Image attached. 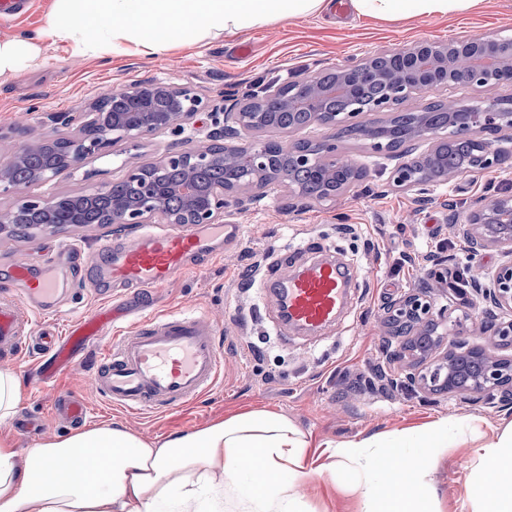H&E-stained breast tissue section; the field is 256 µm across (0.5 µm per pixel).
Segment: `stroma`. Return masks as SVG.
I'll return each mask as SVG.
<instances>
[{"label":"stroma","mask_w":512,"mask_h":512,"mask_svg":"<svg viewBox=\"0 0 512 512\" xmlns=\"http://www.w3.org/2000/svg\"><path fill=\"white\" fill-rule=\"evenodd\" d=\"M512 35V0H479L475 7L445 15L381 20L356 16L353 9L330 7L307 18L254 28L195 42L190 34L163 57L112 56L75 62L61 51L41 67L0 84V164L7 162L16 139L35 143L65 136L69 127L53 116L89 108L98 99L138 82L163 80L188 85L205 97L232 93L238 100L268 85L303 79L336 69L381 49H402L420 40L448 42L462 36ZM285 141L335 140L342 153L369 168V176L350 192L327 203H307L287 190H269L254 200L243 195L229 218L241 224L239 245L202 258L170 284L151 291L127 289L121 330L139 319L169 312L198 310L217 326L216 342L224 357V375L214 388L188 407L140 414L107 405L92 386L95 352H88L57 381L38 384L26 359L0 358V369L15 370L21 380L17 413L0 421V435L11 437L19 451L33 447L20 427L41 423L40 439L62 437L74 423L55 417L59 394L80 395L89 408L88 425L122 424L148 439L177 430H192L235 413L262 409L288 417L307 443L306 461L314 473L292 486L300 512H362L364 473L350 460L335 475H317L331 462L336 446L387 439L403 433H426L434 421H448V445L434 451L435 463L424 475L432 512H479L485 479L480 448L512 433V409L498 399L450 392L436 395L389 386L382 368L386 351L399 350L402 339L386 322L388 299L428 288L434 309L449 319H465L470 343L496 351L485 328L483 306L473 293H460L456 280L427 279L431 255L450 258L451 270L468 268L489 281L503 263L494 249L471 254L459 233L476 203L512 194V154L489 172L458 175L422 191L396 187L389 179L394 158L375 153L368 142L338 137L334 128L312 125L291 130ZM170 133L145 138L138 146L120 143L110 152L85 161L46 183L0 193V211L23 197L48 199L78 194L120 180L127 169L157 163L176 143ZM134 229L91 224L78 229H27L0 235V262L30 259L36 248L70 243L78 259L60 258L52 277L64 292L57 308H28L32 329L50 326L65 331L70 321L103 301L93 275L103 242L127 241ZM328 252L353 266L357 282L334 325L314 334L284 331L278 303L267 284L284 269Z\"/></svg>","instance_id":"1"}]
</instances>
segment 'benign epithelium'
Instances as JSON below:
<instances>
[{
  "mask_svg": "<svg viewBox=\"0 0 512 512\" xmlns=\"http://www.w3.org/2000/svg\"><path fill=\"white\" fill-rule=\"evenodd\" d=\"M335 84L321 85L317 80H292L267 86L263 95L241 106L218 107L189 86H176L153 80L126 87L116 95L128 99L129 111L109 109L103 98L86 112L64 118V123H78V133L70 137H50L32 145L21 142L14 147L9 160L0 166V187H13L11 171L22 164L34 147H49L52 153L45 168L33 174V181L46 183L66 170L81 167L95 155H101L119 142H138L168 131L184 132L205 114L214 118L215 128L209 133L211 149L201 150L187 138L169 149L156 163L160 169L178 168L182 181L169 185L150 168L133 167L125 177L107 185L108 192L94 190L76 195H56L49 200L22 199L12 209L0 212V233H13L14 217L23 210L34 229H55V206L65 200L74 210L94 205L105 197L110 200L101 224H144L162 218L169 224H217L224 210L244 193L264 197L262 190L271 186L288 190L294 196L316 202H327L351 190L368 176L365 167L338 152L336 144L262 139L260 135L279 129L281 112L294 113L313 108L307 124L334 127L343 124L360 130V138L370 142L375 152H389L395 139L390 111L411 96L434 87L464 86L493 90L504 82L512 83V36L500 34L468 37L449 43L417 41L404 49H382L375 54L333 72ZM383 86L374 111L387 112L380 123H363L359 95L362 77ZM275 104L274 112L270 104ZM224 113V121L217 120ZM439 114L456 136H464L476 144L477 154L472 169L486 171L502 162L501 150L485 138L487 134L512 131V100L489 97L480 105L467 108L458 102L439 103ZM432 112H416L404 135V142L428 143L417 156L396 164L390 180L398 187L421 191L431 183H444L455 176L445 170L437 176L427 173L442 164L448 140L436 136ZM247 135L252 142L237 145L233 140ZM219 163L234 177L222 185H206L199 172L207 165ZM314 168L321 188L309 194L296 181L294 172ZM462 235L474 254L496 249L508 260L495 272L487 285H473L475 291L498 308L512 310V195L492 198L477 205L470 213ZM387 322L403 331L399 357L406 361L404 376L391 378L395 386L435 394L458 391L473 395H500V401L512 403V359L496 356L488 350L469 345L458 338L448 340V310L433 312L424 289L392 299L386 305ZM486 328L495 343L512 348V321L496 323L490 316ZM471 354L479 369L462 364L458 352Z\"/></svg>",
  "mask_w": 512,
  "mask_h": 512,
  "instance_id": "7a95c632",
  "label": "benign epithelium"
}]
</instances>
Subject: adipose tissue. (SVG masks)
<instances>
[{
  "label": "adipose tissue",
  "instance_id": "ef3b65f1",
  "mask_svg": "<svg viewBox=\"0 0 512 512\" xmlns=\"http://www.w3.org/2000/svg\"><path fill=\"white\" fill-rule=\"evenodd\" d=\"M477 0H351L357 15L407 19L466 10ZM330 0H50L38 26L0 38V82L42 66L57 46L75 60L163 56L167 34L196 41L319 15ZM448 424L360 454L366 512H428L421 479ZM301 434L254 410L147 440L115 425L71 431L27 453L0 438V512H298L290 493L307 474ZM481 512H512V450H483Z\"/></svg>",
  "mask_w": 512,
  "mask_h": 512
}]
</instances>
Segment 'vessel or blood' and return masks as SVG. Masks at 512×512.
<instances>
[{"label":"vessel or blood","mask_w":512,"mask_h":512,"mask_svg":"<svg viewBox=\"0 0 512 512\" xmlns=\"http://www.w3.org/2000/svg\"><path fill=\"white\" fill-rule=\"evenodd\" d=\"M237 224L205 229L145 231L132 241L103 249L106 278L116 288L148 290L172 282L193 257L211 254L218 239L239 238ZM15 281L25 283L49 307L53 288L36 276L31 265H13ZM352 271L326 258L301 265L283 275L272 288L284 308L288 325L314 330L335 322L346 304ZM118 303L104 305L73 321L64 334L29 337L19 325L15 299L0 298V347L30 344L42 381L71 371L82 353L97 352L93 385L110 405L132 411H172L211 390L224 364L215 342V324L202 313L152 316L116 336L112 325Z\"/></svg>","instance_id":"1"}]
</instances>
